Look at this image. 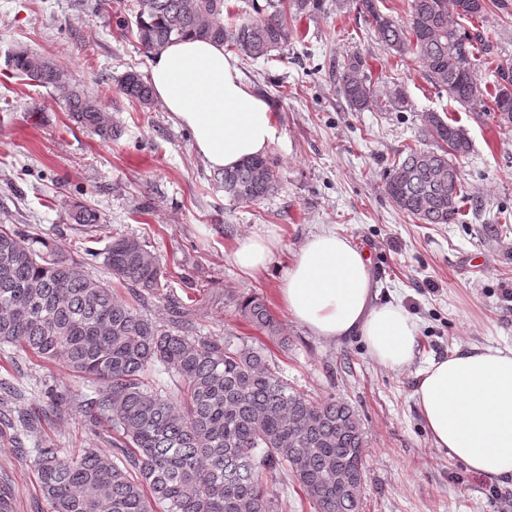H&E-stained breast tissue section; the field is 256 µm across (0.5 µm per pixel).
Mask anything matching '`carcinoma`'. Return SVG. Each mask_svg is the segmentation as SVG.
Segmentation results:
<instances>
[{"instance_id": "1", "label": "carcinoma", "mask_w": 512, "mask_h": 512, "mask_svg": "<svg viewBox=\"0 0 512 512\" xmlns=\"http://www.w3.org/2000/svg\"><path fill=\"white\" fill-rule=\"evenodd\" d=\"M136 36L148 53L170 42L196 37L222 43L250 59L280 51L294 39L293 18L315 7L313 0H265L256 16L224 23L225 0H134ZM462 19L480 18L506 0H458ZM359 10L377 39L399 56L411 55L448 97L463 106L491 98L503 123H512V65L496 69L493 90L482 88L473 69L497 48L495 32L448 25V0H410L406 19L380 11L376 0ZM10 66L29 79L59 90L70 120L100 137L120 135L102 102L61 84L48 60L17 51ZM350 110L373 105L363 61L353 55L340 74ZM123 95L149 107L153 92L137 72L119 79ZM434 148L405 149L384 177L387 197L423 224H452L462 199L450 156L470 150V141L436 113L424 117ZM228 196L249 204L278 186L266 156L250 157L222 171ZM71 219L90 229L96 211L73 209ZM36 236L0 228V350L10 348L44 361H62L90 384L83 400L92 425L113 432L110 454L85 448L71 455L36 441L29 449L38 488L50 512H283L287 503L271 484L291 471L314 512H362L365 432L346 403L318 401L283 380L263 348L205 336L185 305H173L162 324L144 313L164 289L157 257L139 240L115 234L104 252L111 279L91 276L84 263L57 254ZM117 288L128 291L120 299ZM240 317L288 348L279 321L263 297L238 303ZM177 378V394L154 385L156 367ZM0 429L17 439L41 434L42 417L0 415Z\"/></svg>"}]
</instances>
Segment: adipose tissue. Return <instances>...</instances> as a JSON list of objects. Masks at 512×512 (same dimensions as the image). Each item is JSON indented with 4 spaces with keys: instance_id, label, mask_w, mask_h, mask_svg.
<instances>
[{
    "instance_id": "adipose-tissue-1",
    "label": "adipose tissue",
    "mask_w": 512,
    "mask_h": 512,
    "mask_svg": "<svg viewBox=\"0 0 512 512\" xmlns=\"http://www.w3.org/2000/svg\"><path fill=\"white\" fill-rule=\"evenodd\" d=\"M149 81L211 168L264 154L274 139V112L245 84L223 44L173 41L153 55ZM279 244L272 233L249 236L234 264L256 277ZM279 300L313 335L334 344L359 339L390 370L406 369L416 358L417 320L400 304L378 302L367 254L347 237L310 235L280 284ZM414 396L435 448L482 479L512 483V348L459 347L429 359L416 374Z\"/></svg>"
}]
</instances>
